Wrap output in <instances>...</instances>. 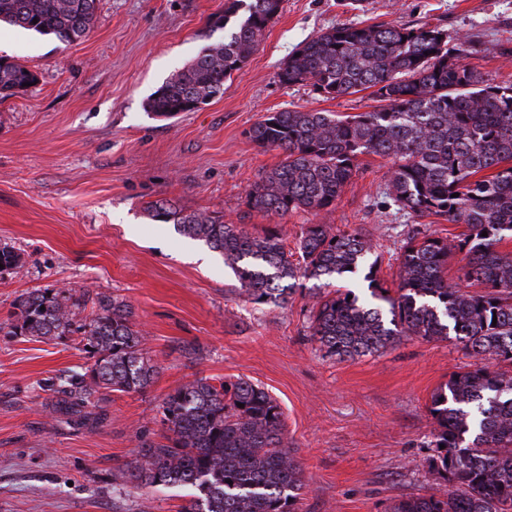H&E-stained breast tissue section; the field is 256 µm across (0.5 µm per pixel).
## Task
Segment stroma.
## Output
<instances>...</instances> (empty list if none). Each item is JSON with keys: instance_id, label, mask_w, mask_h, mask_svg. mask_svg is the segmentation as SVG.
Here are the masks:
<instances>
[{"instance_id": "1", "label": "stroma", "mask_w": 512, "mask_h": 512, "mask_svg": "<svg viewBox=\"0 0 512 512\" xmlns=\"http://www.w3.org/2000/svg\"><path fill=\"white\" fill-rule=\"evenodd\" d=\"M225 0H98L90 32L67 43L0 26V56L38 75L0 101V246L22 257L0 272V512H182L187 488L114 492V474L139 446L160 440L159 405L196 377H243L279 404L284 439L305 487L297 512H389L399 498L444 488L427 464L436 428L432 393L470 357L455 340L403 337L386 350L339 361L311 336L312 281L286 303L246 302L215 252L188 257L195 242L151 221L148 202L223 216L247 230L269 217L245 197L284 159L247 130L283 109L353 116L368 92L337 99L277 73L301 44L339 23L429 25L465 63L512 83V0H284L257 49L224 84L222 97L169 120L147 99L224 32L208 26ZM387 160L364 156L335 207L296 211L277 223L289 252L301 227L329 224L368 236L385 287L398 281L409 233L450 238L460 224L397 210L382 190ZM87 289L123 298L158 374L146 393L100 391L91 406L59 405L61 377L91 359L76 341L14 334L16 303L35 289Z\"/></svg>"}]
</instances>
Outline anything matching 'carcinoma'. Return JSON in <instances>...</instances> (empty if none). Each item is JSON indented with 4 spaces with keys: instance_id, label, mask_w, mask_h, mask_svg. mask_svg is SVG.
<instances>
[{
    "instance_id": "carcinoma-1",
    "label": "carcinoma",
    "mask_w": 512,
    "mask_h": 512,
    "mask_svg": "<svg viewBox=\"0 0 512 512\" xmlns=\"http://www.w3.org/2000/svg\"><path fill=\"white\" fill-rule=\"evenodd\" d=\"M97 0H0V22L73 41L91 27ZM283 0H227L212 43L160 86L146 110L169 119L224 94V82L258 46ZM277 73L285 86L308 84L326 98L371 91L369 112L283 110L251 126L257 146L285 159L262 173L246 194L249 210L284 216L336 204L362 155L391 162L383 193L400 211L463 224L451 238L407 237L396 288L383 287L373 245L360 232L305 225L301 261L286 251L278 226L250 232L219 216L187 212L169 200L147 216L172 223L224 259L256 306L287 301L292 283L363 274L372 305L336 288L314 296L311 336L331 358L345 360L395 345L403 336L428 341L452 336L473 359L431 396L436 424L429 467L448 485L439 493L397 500L391 512H512V85L487 79L463 62L466 49L448 48V34L417 28L350 23L302 44ZM28 67L0 57V99L37 83ZM491 174L486 175L484 171ZM487 235H482V232ZM459 258V279L482 287L470 293L448 280ZM92 304L91 314L74 320ZM14 328L33 338L79 335L93 364L67 378L57 393L86 406L100 390L143 394L158 374L129 305L118 296L37 289L21 296ZM165 435L145 443L116 479L138 487H188L183 512H296L302 469L283 437L280 406L249 380L196 378L167 394ZM445 448H440V445Z\"/></svg>"
}]
</instances>
